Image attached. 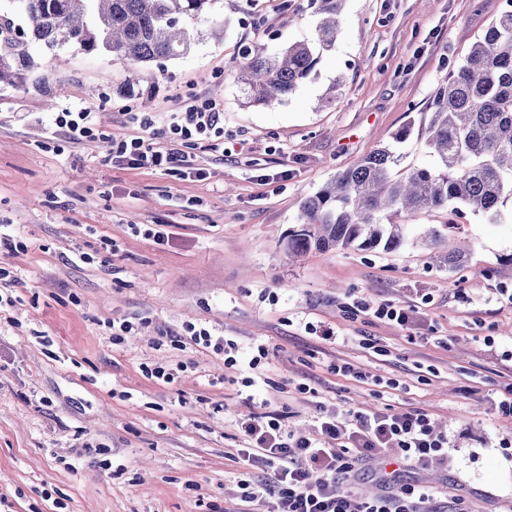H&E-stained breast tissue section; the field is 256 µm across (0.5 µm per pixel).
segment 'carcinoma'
Returning a JSON list of instances; mask_svg holds the SVG:
<instances>
[{"mask_svg":"<svg viewBox=\"0 0 512 512\" xmlns=\"http://www.w3.org/2000/svg\"><path fill=\"white\" fill-rule=\"evenodd\" d=\"M0 13V89L25 86L42 50L76 46L108 53L132 72L140 65L186 55L200 38L217 0H4ZM344 0H311L321 15L313 40L274 52L244 50L236 71L244 103L269 105L296 92L321 53L333 47ZM25 20L15 35L12 16ZM429 119L418 136L435 156L433 167L397 170L390 147L377 148L307 197L297 227L282 240L289 254L329 249L386 251L407 241L413 217L446 208L470 210L502 223L512 201V0L468 56L432 94ZM465 243L444 256L448 269L464 265Z\"/></svg>","mask_w":512,"mask_h":512,"instance_id":"carcinoma-1","label":"carcinoma"}]
</instances>
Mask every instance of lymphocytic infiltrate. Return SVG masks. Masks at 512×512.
Listing matches in <instances>:
<instances>
[{"instance_id":"f902f5d3","label":"lymphocytic infiltrate","mask_w":512,"mask_h":512,"mask_svg":"<svg viewBox=\"0 0 512 512\" xmlns=\"http://www.w3.org/2000/svg\"><path fill=\"white\" fill-rule=\"evenodd\" d=\"M170 138L190 145L216 147L224 138V113L212 101H194L176 113ZM116 153L137 169L189 170L191 154L165 149L135 137L120 142ZM249 443L243 454L273 468L281 512H427L428 490L400 483V468H424L448 459V437L434 431L426 414L417 411L358 414L344 422L323 421L319 439L288 440L279 419L255 413L241 423ZM382 454L395 471L383 474L385 493L362 498L344 487L356 466Z\"/></svg>"}]
</instances>
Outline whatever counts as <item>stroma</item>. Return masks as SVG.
Wrapping results in <instances>:
<instances>
[{
    "instance_id": "1",
    "label": "stroma",
    "mask_w": 512,
    "mask_h": 512,
    "mask_svg": "<svg viewBox=\"0 0 512 512\" xmlns=\"http://www.w3.org/2000/svg\"><path fill=\"white\" fill-rule=\"evenodd\" d=\"M504 5L345 0L333 48L270 105L243 104L235 65L244 48L311 38L309 0H220L223 38L131 75L103 53L46 50L24 87L0 91V235L17 244L0 254L16 277L0 307V512H278L272 470L240 454L241 417L316 439L327 412L389 408L448 435L447 463L401 473L431 490L434 512H512V418L499 410L512 383V267L500 262L512 222L469 212L450 230L438 209L413 217L396 251L292 259L281 244L306 196L424 119ZM126 78L133 92H118ZM204 98L224 110V147L196 148L203 178L113 160L119 141L165 131ZM66 110L95 113L93 136L41 149ZM440 225L439 247L421 244ZM466 238L463 267L439 263ZM384 304L409 322L376 318ZM122 320L135 331L116 344ZM193 326L234 340L236 365L191 343ZM328 328L338 342L319 338ZM260 345L268 356L250 369ZM343 361L368 381L336 375ZM155 367L172 382L148 377ZM245 480L266 492L244 498Z\"/></svg>"
}]
</instances>
